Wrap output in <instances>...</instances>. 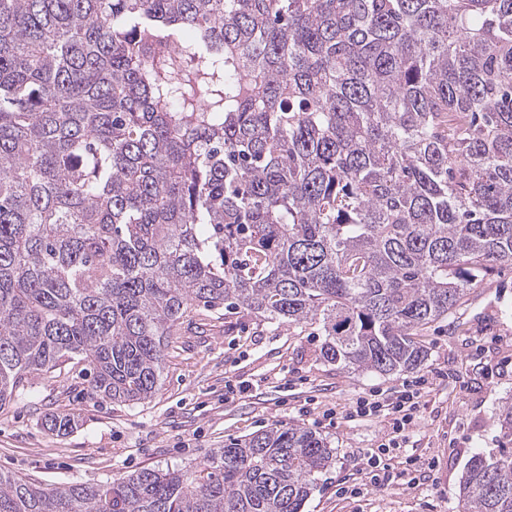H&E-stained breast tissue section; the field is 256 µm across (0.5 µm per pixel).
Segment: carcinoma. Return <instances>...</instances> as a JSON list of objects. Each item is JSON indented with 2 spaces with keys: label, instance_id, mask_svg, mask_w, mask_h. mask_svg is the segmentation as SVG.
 Listing matches in <instances>:
<instances>
[{
  "label": "carcinoma",
  "instance_id": "carcinoma-1",
  "mask_svg": "<svg viewBox=\"0 0 512 512\" xmlns=\"http://www.w3.org/2000/svg\"><path fill=\"white\" fill-rule=\"evenodd\" d=\"M499 262L512 0H0V406L77 357L93 394L152 398L196 303L406 372ZM333 461L275 427L98 486L0 473V512H302ZM458 503L512 512V448Z\"/></svg>",
  "mask_w": 512,
  "mask_h": 512
}]
</instances>
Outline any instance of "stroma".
<instances>
[{"label":"stroma","instance_id":"obj_1","mask_svg":"<svg viewBox=\"0 0 512 512\" xmlns=\"http://www.w3.org/2000/svg\"><path fill=\"white\" fill-rule=\"evenodd\" d=\"M319 325L288 326L236 310L181 320L168 338L158 389L127 404L90 394L84 364L31 374L0 407V472L41 486L111 481L144 467L182 469L208 459L233 438L300 425L323 437L336 461L320 475L304 512H458V486L468 460L504 446L496 424L512 402V264L472 288L448 319L427 327L428 357L413 374L425 378L419 416L390 465L432 463L415 484L363 485L339 495L390 436L383 416L350 420L358 396L387 399L405 375L346 370L320 355ZM240 386L224 397L225 381ZM80 421L70 434L43 425L46 414Z\"/></svg>","mask_w":512,"mask_h":512}]
</instances>
